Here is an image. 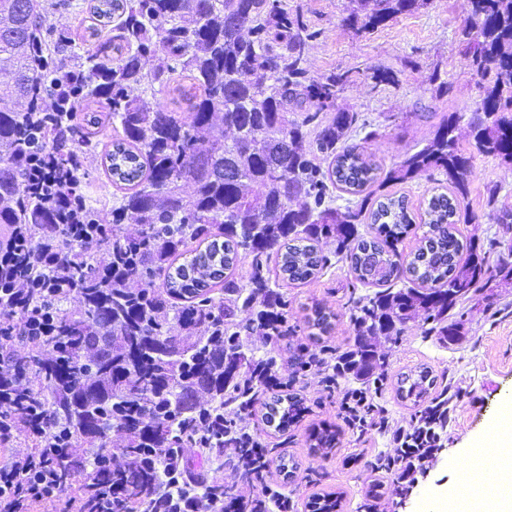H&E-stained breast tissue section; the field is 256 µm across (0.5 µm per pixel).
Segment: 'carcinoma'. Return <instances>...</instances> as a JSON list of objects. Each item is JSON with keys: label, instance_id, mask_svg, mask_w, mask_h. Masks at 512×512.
Listing matches in <instances>:
<instances>
[{"label": "carcinoma", "instance_id": "1", "mask_svg": "<svg viewBox=\"0 0 512 512\" xmlns=\"http://www.w3.org/2000/svg\"><path fill=\"white\" fill-rule=\"evenodd\" d=\"M359 2L347 17L359 30L426 4ZM470 7L476 37L469 53L484 91L471 110L474 148L512 165V0H470ZM90 12L101 26L114 14L124 17L126 52L114 68L85 70L110 112L86 114L71 133L93 150L99 126L112 128L107 170L125 193L111 223L89 225L99 231L91 241L73 239L59 215L25 196L17 157L37 20L33 0H0V74L8 77L0 82V101L9 102L0 108V224L12 239L52 227L50 259L37 266L12 260L0 271V285L25 276L82 295L83 310L64 315L58 335L16 350L29 385L15 411L41 412L91 447L112 428L122 430L126 463L107 474L125 504L147 503L176 467L193 469L184 448L234 455L260 442V434L243 432L230 406L248 411L261 404L264 425L276 432L303 418L306 407L288 385L272 392L264 386L274 358L247 355L240 336L273 344L288 338V296L276 283L316 278L327 263L321 241H335L354 279L376 287L350 296L354 342L336 356V377L364 384L381 365L372 337L399 335L422 311L437 335L459 345L464 323L448 321V311L492 282L512 279V262L489 265L480 238L460 228L479 223V215L459 208L471 163L459 147L455 116H441L433 137L384 178L403 184L438 170L448 176L449 191L433 192L419 213L403 195L366 192L380 166L341 145L359 122L358 113L338 107L350 76H308L307 52L318 32L291 13L287 0H97ZM149 57L157 60V79L177 65L189 73L191 84L179 89L187 111L132 95L147 79L142 60ZM288 102L299 113L288 115ZM219 112L232 137L209 143L200 133ZM316 151L332 158L328 170L315 163ZM182 182L192 184L191 195L181 193ZM255 185L260 193H249ZM335 189L360 200L336 207ZM125 224L139 225V233L123 234ZM419 229L416 249L403 254L399 244ZM100 249L107 251L103 262ZM243 255L250 259L244 284L234 273ZM401 280L412 286L394 289ZM242 309L251 313L244 325L237 321ZM330 318L315 305L308 327L324 333ZM435 385L427 367L396 375V395L412 401L418 424L432 406H448L432 395ZM200 390L211 396L205 406L196 401ZM311 438V448L332 449L337 431L325 425ZM187 491L234 497L207 475Z\"/></svg>", "mask_w": 512, "mask_h": 512}]
</instances>
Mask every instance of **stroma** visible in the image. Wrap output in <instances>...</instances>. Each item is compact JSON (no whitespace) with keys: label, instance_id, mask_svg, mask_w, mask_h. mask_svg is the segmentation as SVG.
<instances>
[{"label":"stroma","instance_id":"35a3bbf8","mask_svg":"<svg viewBox=\"0 0 512 512\" xmlns=\"http://www.w3.org/2000/svg\"><path fill=\"white\" fill-rule=\"evenodd\" d=\"M39 5L44 15L41 34L59 46L55 63L84 69L93 60L117 63L121 16H113L93 37L88 32L93 23L90 0H39ZM288 6L319 33L307 55L310 76L318 80L333 72H349L350 82L338 104L358 113L378 133L370 138L359 128L348 134L346 142L359 146L382 170H389L432 138L436 114L457 113L459 144L472 157L469 191L462 206L480 217L478 234L489 263L507 255L512 250V235L505 233L496 215L498 206H512V167L476 153L469 136L470 110L483 96L471 56L460 40L462 29L471 24L469 0H428L420 9L367 32L347 22L352 0H288ZM155 65L152 58L144 64L149 76L146 100L164 104L173 112L185 111L178 90L188 85V78L175 71L153 79ZM377 69L394 71L397 83L374 85L370 76ZM436 71L451 88L450 95L441 99L436 98L430 81ZM111 140V135L101 136L98 149L88 153L82 170L90 202L98 204L105 215L122 196L105 163ZM491 189L498 196L493 206L487 203ZM319 249L328 262L317 278L304 285L283 282L278 286L288 295V320L297 327L294 336L276 345L256 335L240 338L246 353L275 356L279 375L292 381L293 392L302 397L309 411L283 433L264 428L257 410L242 414L241 424L260 431L264 443L272 448L275 465L268 481L288 492L298 512H308L312 497L327 493L339 495L338 512H418L424 501L435 503L450 489L466 487L475 468L485 467L484 459L472 466L462 465L461 459L470 449L486 445L503 407L512 403V284L488 289L479 301L458 303L452 315L463 318L466 330L460 345L440 344L421 315L405 325L400 340L375 337L383 362V386L375 401L384 408L389 424L384 429H369L361 441L340 409L343 393L355 388L356 380L342 379L330 388L320 376L295 372L299 348L315 353L324 348L339 353L349 349L354 335L348 298L369 292L367 286L356 283L348 263L337 256L333 241L320 242ZM317 303L331 313L332 328L315 336L306 320ZM422 365L433 370L439 387L448 389L453 400L443 447L427 476L402 487L397 473L376 472L375 464L395 455L393 432L409 428L414 412L395 395L396 375ZM325 423L338 428L340 440L336 448L318 452L310 446L309 433Z\"/></svg>","mask_w":512,"mask_h":512}]
</instances>
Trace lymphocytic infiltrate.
Returning a JSON list of instances; mask_svg holds the SVG:
<instances>
[{
  "label": "lymphocytic infiltrate",
  "mask_w": 512,
  "mask_h": 512,
  "mask_svg": "<svg viewBox=\"0 0 512 512\" xmlns=\"http://www.w3.org/2000/svg\"><path fill=\"white\" fill-rule=\"evenodd\" d=\"M89 82L82 76L71 75L63 79L36 81L37 97L31 109L30 125L37 130L57 126L60 117H75L81 102L88 95ZM51 98V107H43L42 98ZM58 148H47L41 143L28 145L20 155L25 192L57 211L63 222L69 224L73 234L85 236L88 213L86 211V186L80 173L84 158L79 151H72L70 166L65 174H57ZM47 291L36 282L22 280L8 288L0 289V308H10L23 320V335L12 336L0 329V405L14 404L16 390L25 386L11 359L14 349L21 344L53 336L63 309L46 305ZM37 436L35 448H19L18 436ZM397 453L379 460L381 471H398L400 480L414 481L423 473L425 464L439 448L438 439L422 436L413 438L406 429L393 433ZM83 469H95L104 457L97 448L76 453L69 446L59 444L49 420L37 422L20 417L0 428V512H114L110 487H101L94 504H87L84 493H68L62 489L56 468L60 455ZM135 512H295V503L284 492L264 485L260 495L244 502L220 499H176L171 485H163L154 507H136Z\"/></svg>",
  "instance_id": "1"
}]
</instances>
